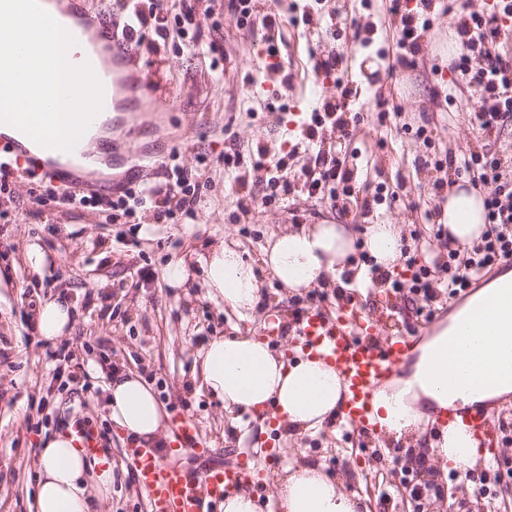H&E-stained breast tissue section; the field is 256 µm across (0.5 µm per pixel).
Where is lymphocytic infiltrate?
Listing matches in <instances>:
<instances>
[{"instance_id": "1", "label": "lymphocytic infiltrate", "mask_w": 512, "mask_h": 512, "mask_svg": "<svg viewBox=\"0 0 512 512\" xmlns=\"http://www.w3.org/2000/svg\"><path fill=\"white\" fill-rule=\"evenodd\" d=\"M200 3L201 0H180L179 10L174 16L158 15L150 21L140 14L136 20L141 25L153 22L160 38L165 39L175 33L190 37L196 43L204 37L199 19ZM459 33L465 51L460 55L456 68L471 73L484 100L481 110L472 118L481 142L469 154L460 157L446 155L445 164L450 176H466L472 183L486 188L487 229L479 242L448 248L446 253L424 262L418 260L410 245L402 246L405 274L384 273L376 265L369 269L370 275L378 274L389 281L395 292L409 291L427 303L435 299L437 288H446L449 296H456L471 288L488 268L512 259V172L507 170L498 151L491 145V137L501 120L512 113V62L490 52L502 35V25L496 14L470 15L461 23ZM475 54L484 58L485 65L473 71L468 61ZM163 177V182L148 184L136 191L127 189L112 197L62 194L49 184L35 195L34 200L40 204L53 198L69 206L79 204L102 212L112 211L129 220L137 218L140 208L149 202L158 205V218L167 221L194 215L201 200V183L195 173L172 165L165 168Z\"/></svg>"}]
</instances>
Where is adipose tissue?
I'll use <instances>...</instances> for the list:
<instances>
[{
  "label": "adipose tissue",
  "mask_w": 512,
  "mask_h": 512,
  "mask_svg": "<svg viewBox=\"0 0 512 512\" xmlns=\"http://www.w3.org/2000/svg\"><path fill=\"white\" fill-rule=\"evenodd\" d=\"M441 209L450 246L471 244L484 233V194L469 179H459ZM354 246L345 225L305 224L272 234L262 261L282 287L298 293L339 282L350 270ZM362 246L375 263L392 268L400 257V225H369ZM197 262L209 298L224 301L239 316L251 315L262 299L261 282L236 243L219 241ZM511 287L512 272H507L478 290L449 325L423 342L406 374L376 392L373 408L384 435L398 437L419 429L457 404L483 403L512 393V383L475 391L449 385L439 373L449 345L469 351L482 348L484 339L470 331L469 316ZM73 318L71 302L54 297L40 306L36 330L44 340L54 341L71 330ZM197 376L200 387L223 404L232 428L248 413L260 417L262 431L299 436L336 417L344 401L336 370L324 357L307 352L291 359L285 352H272L256 336L213 337L200 355ZM106 409L112 422L137 441L154 440L162 432L161 406L151 387L136 375H113ZM423 454L458 470L474 467L481 457L477 440L462 426L443 428L441 438L430 442ZM37 464L41 479L36 512H97L112 490L107 456L87 455L72 435L59 432L45 440ZM275 490L281 512H369L359 496L343 492L341 479L309 462L289 465Z\"/></svg>",
  "instance_id": "obj_1"
}]
</instances>
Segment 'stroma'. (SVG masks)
<instances>
[{"label": "stroma", "instance_id": "35a3bbf8", "mask_svg": "<svg viewBox=\"0 0 512 512\" xmlns=\"http://www.w3.org/2000/svg\"><path fill=\"white\" fill-rule=\"evenodd\" d=\"M393 0H278L277 24L239 27L227 0H207L216 29L195 47L178 37L156 44L153 29L143 31L137 78L174 105L160 123L176 162L198 169L207 157L201 202L195 218L176 224L157 222L146 211L137 224H109L96 209L35 204V177L22 175L11 193L0 194V242L14 253L0 259V512H35L37 457L43 437L59 432L61 422L79 421L103 432L112 460V491L102 512H151L127 464L133 442L104 409L113 369L129 372L153 388L166 419L189 416L197 425L213 465L249 461L252 490L262 512H280L273 494L279 472L295 460L321 464L342 476L347 493L366 499L370 512H418L402 476L410 445L366 438L341 419L290 438L263 437L259 424L243 416L240 429L224 421V408L192 378L194 363L215 336L252 333L274 347L296 351L294 311L317 304L336 309V291L287 292L262 262L270 234L295 224L331 221L346 225L363 240L368 225L398 224L403 233L433 234L441 204L433 184L446 175L435 160L446 152L475 149L478 132L470 117L483 99L468 77L454 71L458 52L448 49L470 14L489 11L493 0H444L430 25L421 30L419 50L408 67L389 70L400 30ZM276 55H269L268 45ZM342 56L333 75L317 72L329 52ZM351 96L331 111L341 87ZM387 114L378 121L377 111ZM324 119L307 137L312 113ZM240 152L241 161L225 168L224 156ZM285 159V199L266 202L258 156ZM368 159L366 179L352 196L338 199L308 195L302 167L331 158L355 166ZM381 201H374L376 187ZM252 195L248 211L238 200ZM237 242L263 284L261 306L242 319L201 288H174L165 279L168 263L183 255L207 253L221 239ZM44 257L41 272L27 261L29 248ZM149 279H140V272ZM70 300L75 321L68 335L82 375L51 379L47 343L31 329L28 314L54 296ZM372 314L383 304L397 312L385 320L386 335H406L434 319L443 327L463 297L437 295L431 313L383 283L356 293ZM489 463L470 469L471 480L447 479L441 467L427 482V512H512V447L497 443ZM485 481L488 493L475 502L472 484Z\"/></svg>", "mask_w": 512, "mask_h": 512}]
</instances>
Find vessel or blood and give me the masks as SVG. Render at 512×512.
<instances>
[{
    "label": "vessel or blood",
    "instance_id": "1",
    "mask_svg": "<svg viewBox=\"0 0 512 512\" xmlns=\"http://www.w3.org/2000/svg\"><path fill=\"white\" fill-rule=\"evenodd\" d=\"M55 5L57 12L70 16L73 34L89 46L84 59L101 75L103 109L115 115V140L126 139L127 114L134 111L138 96L148 98L156 111H168V98L135 81L132 70L138 51L126 36L120 35L118 24L92 16L85 0H55ZM83 153L80 146L70 153L46 150L41 160L45 175L72 187L89 186L86 173L73 163L74 157ZM503 305V300H494L474 315L486 337V360L475 361L456 346H449V381L477 387L492 378L512 379V360L502 361L492 353L498 341L512 337V315L499 313ZM297 336L303 351L323 353L335 367L345 395L343 420L354 431L370 437L380 435L381 428L372 411L373 397L381 385L398 375L411 356L414 347L411 337L383 334L378 317L364 312L354 301L341 302L332 320L321 311H307L298 323ZM448 419L462 422L478 439L487 441L494 436L495 417L483 405L455 406L449 409ZM173 429L181 450L204 454L199 431L189 417H175ZM130 462L139 486L150 499L152 512H199L202 500H223L226 492L251 476V469L244 461L233 467L192 472L163 462L148 448L135 449Z\"/></svg>",
    "mask_w": 512,
    "mask_h": 512
}]
</instances>
